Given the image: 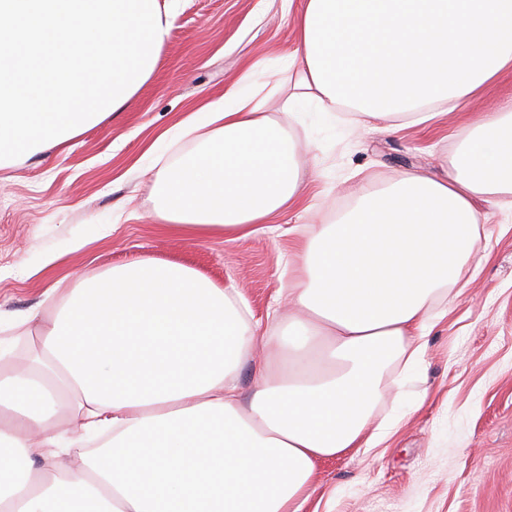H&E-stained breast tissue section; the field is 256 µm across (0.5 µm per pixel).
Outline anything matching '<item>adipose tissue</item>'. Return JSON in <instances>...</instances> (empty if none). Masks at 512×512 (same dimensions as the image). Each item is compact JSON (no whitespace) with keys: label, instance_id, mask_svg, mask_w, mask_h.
Wrapping results in <instances>:
<instances>
[{"label":"adipose tissue","instance_id":"obj_1","mask_svg":"<svg viewBox=\"0 0 512 512\" xmlns=\"http://www.w3.org/2000/svg\"><path fill=\"white\" fill-rule=\"evenodd\" d=\"M293 30L287 80L260 93L255 61L179 121L196 148L163 175L166 225L241 238L288 210L296 144L271 98L419 124L512 72V0H305ZM482 203L512 208V99L445 175L364 185L336 222L310 225L276 330L236 288L152 257L47 289L49 319L0 310V326L39 338L28 363L0 344V512H304L321 461L391 436L376 409L425 367Z\"/></svg>","mask_w":512,"mask_h":512}]
</instances>
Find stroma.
Listing matches in <instances>:
<instances>
[{
	"label": "stroma",
	"instance_id": "1",
	"mask_svg": "<svg viewBox=\"0 0 512 512\" xmlns=\"http://www.w3.org/2000/svg\"><path fill=\"white\" fill-rule=\"evenodd\" d=\"M303 0H179L157 68L134 102L65 145L0 169V307L25 310L55 283L151 256L233 285L256 317L273 311L287 285L284 262L300 228L352 207L363 178L381 186L401 172L450 169L459 131L498 98L512 75L477 96L469 111L390 129L354 132L298 106L291 132L300 146L301 191L289 211L238 239L167 232L155 215L164 168L188 154L176 124L190 106L219 98L252 61L283 69L294 48L285 6ZM115 223L98 239L100 225ZM84 241L72 250L74 241ZM63 259L37 272L47 255ZM476 276L448 305L429 338L425 369L408 388L414 404L396 434L318 466L306 512H512V212L482 226Z\"/></svg>",
	"mask_w": 512,
	"mask_h": 512
}]
</instances>
